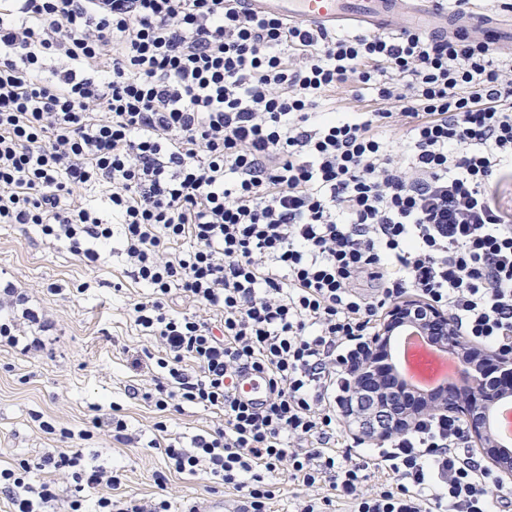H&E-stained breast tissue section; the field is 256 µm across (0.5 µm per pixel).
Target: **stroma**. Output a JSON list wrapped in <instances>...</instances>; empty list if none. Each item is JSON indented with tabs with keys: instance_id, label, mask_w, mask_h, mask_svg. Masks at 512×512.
Listing matches in <instances>:
<instances>
[{
	"instance_id": "35a3bbf8",
	"label": "stroma",
	"mask_w": 512,
	"mask_h": 512,
	"mask_svg": "<svg viewBox=\"0 0 512 512\" xmlns=\"http://www.w3.org/2000/svg\"><path fill=\"white\" fill-rule=\"evenodd\" d=\"M7 286L23 292L27 308L47 312L52 327L44 333L37 324L21 323L24 334L43 335L44 352L0 346V466L63 447L60 429L88 427L96 411L114 407L127 424L128 441L97 432L84 446L98 463L124 466V492L147 501L166 498L174 512L189 503L204 505L215 495L240 502L238 492L214 485L206 475L167 473L162 457L148 446L156 422H165L168 437L187 448L222 419L195 405L162 414L132 398V388L153 386L151 375L132 368V353L157 359L164 351L130 316L131 304L146 290L120 254L106 252L89 264L68 247L49 244L34 225L0 224V289ZM43 420L54 433L40 428Z\"/></svg>"
}]
</instances>
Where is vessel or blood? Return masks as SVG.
I'll list each match as a JSON object with an SVG mask.
<instances>
[{
    "label": "vessel or blood",
    "instance_id": "obj_1",
    "mask_svg": "<svg viewBox=\"0 0 512 512\" xmlns=\"http://www.w3.org/2000/svg\"><path fill=\"white\" fill-rule=\"evenodd\" d=\"M249 8L267 11L288 19L303 22L318 29L341 30L359 26L364 30L381 33L387 31L396 9L394 0H246ZM407 25L433 37L465 35L472 28H480L489 45L512 41V22L495 20L484 14H443L438 0H411L407 7ZM415 331L401 330L392 345V360L397 372L406 378L420 394L449 385L455 377V368L446 351H439L437 375L427 381L419 380L412 372L407 347ZM235 393L244 402L260 405L265 400L263 375L243 372L235 383Z\"/></svg>",
    "mask_w": 512,
    "mask_h": 512
}]
</instances>
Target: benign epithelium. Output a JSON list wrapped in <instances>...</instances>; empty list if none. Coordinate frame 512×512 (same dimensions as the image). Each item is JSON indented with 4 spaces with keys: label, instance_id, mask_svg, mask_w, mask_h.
I'll list each match as a JSON object with an SVG mask.
<instances>
[{
    "label": "benign epithelium",
    "instance_id": "1",
    "mask_svg": "<svg viewBox=\"0 0 512 512\" xmlns=\"http://www.w3.org/2000/svg\"><path fill=\"white\" fill-rule=\"evenodd\" d=\"M412 326L448 349V353L461 360V383L453 391L441 390L436 395L424 397L423 412H453L468 422V433L478 450L501 480L512 479V452L498 447L494 418L500 403L508 393L499 390V379L512 380V356L492 357L473 347L459 336L448 317L439 309H432L409 299L393 305L374 340L391 349V339L396 329ZM490 363L498 371L493 376L483 369ZM357 395V410L363 428L376 437L398 434L410 427L418 414L411 411L392 412V402L403 398V393L413 387L404 382L400 388H387L386 372L375 363H364L353 375Z\"/></svg>",
    "mask_w": 512,
    "mask_h": 512
}]
</instances>
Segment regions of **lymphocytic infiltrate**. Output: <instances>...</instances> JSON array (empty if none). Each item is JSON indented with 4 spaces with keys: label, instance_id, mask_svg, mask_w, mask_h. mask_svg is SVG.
Here are the masks:
<instances>
[{
    "label": "lymphocytic infiltrate",
    "instance_id": "f902f5d3",
    "mask_svg": "<svg viewBox=\"0 0 512 512\" xmlns=\"http://www.w3.org/2000/svg\"><path fill=\"white\" fill-rule=\"evenodd\" d=\"M341 85L371 91L374 109L323 107ZM508 178L512 60L476 36L337 34L242 0H0V224L36 225L91 263L123 256L147 290L131 317L165 350L132 360L162 370L145 400L224 417L191 448L149 446L241 492L245 512H268L282 470L305 489L334 478V497L297 512L336 498L351 512H512L454 415L336 446L351 373L403 297L512 353V218L493 193ZM96 192L106 209L83 202ZM176 295L215 320L172 312ZM247 370L268 379L262 407L234 393ZM91 424L0 467L11 512H170L120 494L123 467L85 454L92 430L125 422ZM372 472L385 482L363 492Z\"/></svg>",
    "mask_w": 512,
    "mask_h": 512
}]
</instances>
